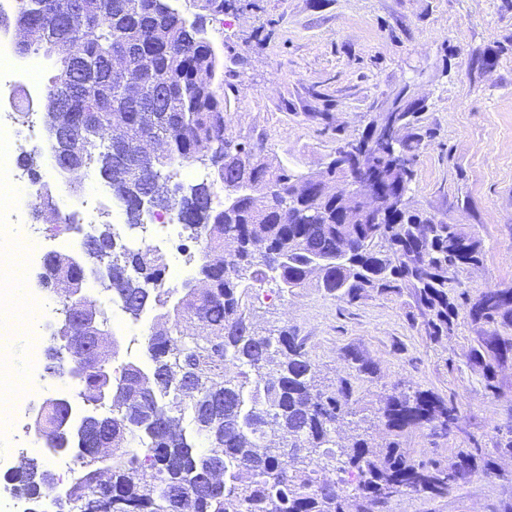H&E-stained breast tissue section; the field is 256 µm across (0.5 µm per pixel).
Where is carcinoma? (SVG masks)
<instances>
[{"label":"carcinoma","instance_id":"carcinoma-1","mask_svg":"<svg viewBox=\"0 0 512 512\" xmlns=\"http://www.w3.org/2000/svg\"><path fill=\"white\" fill-rule=\"evenodd\" d=\"M44 0H18L7 27L39 26L35 41L17 48L22 56L55 59L58 74L47 89L45 124L56 142V160L95 169L124 207L128 227L144 225L150 211L174 212L179 223L203 241L199 279L184 282V294L162 287L163 257L149 246L118 243L112 225L87 235L90 258L112 266L109 289L134 318L149 303L162 309L160 327L146 350L149 368L125 362L119 374L106 366L119 355L112 341L87 359L80 395L92 404L112 388L109 413L82 417L85 436L76 440L79 465L70 493L57 512H84L98 491L109 493L107 512H172L171 493L185 497L178 512H384L391 497L410 492L440 497L481 473L497 476L494 458L478 441L457 448L447 460H415L400 447L409 429L427 427L446 436L457 427L455 406L432 390L392 392L378 418L388 440L364 438L347 447V482L317 479L314 455L336 458V421L352 413L354 388L348 378L325 389L314 381L315 364L306 340L288 327L259 333L250 321L256 285L282 290L305 286L318 271L317 287L349 304L366 294L413 299L423 330L433 342L454 332L459 310L479 327L468 353L485 389L495 393L498 371L512 363V284L470 297L456 293L464 268L482 262V239L457 224L403 208L377 224H348L342 198L318 191L296 192L303 174L272 163L262 144L226 136L224 64L203 25L188 21L171 0H99L89 32L68 30L62 17L40 14ZM126 55L160 95L135 99L112 84V58ZM424 106L402 88L385 109L394 123L384 153L369 159V172L407 193L419 150L414 129ZM124 124V139L136 147L149 138L165 153L125 169L112 161L109 129ZM75 132L62 138L64 129ZM208 178L180 197L167 183L189 162ZM252 193L232 205L213 206L217 190L242 177ZM275 191L263 193L266 186ZM43 278L55 288L63 312L82 287L81 272L62 256L44 263ZM195 317L203 335L184 340L181 324ZM68 406L47 405L46 436ZM191 415L192 432L183 426ZM112 443V454L87 450V433ZM202 438L210 451H197ZM223 474L212 484L213 470ZM54 475L38 467L12 476L14 490L42 512V488Z\"/></svg>","mask_w":512,"mask_h":512}]
</instances>
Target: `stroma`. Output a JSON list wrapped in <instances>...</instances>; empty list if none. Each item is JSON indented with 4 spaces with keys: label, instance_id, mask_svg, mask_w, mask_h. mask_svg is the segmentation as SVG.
Segmentation results:
<instances>
[{
    "label": "stroma",
    "instance_id": "1",
    "mask_svg": "<svg viewBox=\"0 0 512 512\" xmlns=\"http://www.w3.org/2000/svg\"><path fill=\"white\" fill-rule=\"evenodd\" d=\"M200 20L224 63L227 134L264 141L271 159L316 172L337 146L359 139L401 88L424 106L412 206L483 240L481 266L463 275L470 295L512 281V0H173ZM158 308L124 316L119 361L148 365ZM257 328L303 336L327 386L352 377L358 402L336 425L339 444L384 443L377 417L393 389H431L454 398L460 424L494 452L498 425L512 411V365L485 391L467 362L476 329L459 318L432 342L408 295L371 294L355 304L315 285L288 293L258 287ZM374 372L357 375L351 353ZM402 445L417 459H447L462 437L435 439L412 429ZM496 455L501 476L482 474L441 498L394 497L389 512H502L512 504V457Z\"/></svg>",
    "mask_w": 512,
    "mask_h": 512
}]
</instances>
